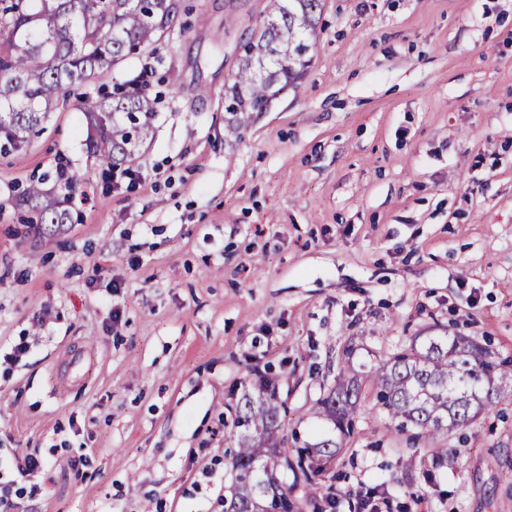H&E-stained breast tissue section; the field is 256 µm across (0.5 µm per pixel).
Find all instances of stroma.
Instances as JSON below:
<instances>
[{"label":"stroma","instance_id":"stroma-1","mask_svg":"<svg viewBox=\"0 0 512 512\" xmlns=\"http://www.w3.org/2000/svg\"><path fill=\"white\" fill-rule=\"evenodd\" d=\"M266 6L182 0L0 158V487L27 450L28 512H224L243 390L271 377L314 437L349 348L354 430L303 512L332 488L358 512L361 482L390 512H512V398L435 465L370 374L417 336L512 360V0H321L304 76L241 126L224 92ZM134 77L159 103L117 185L84 109ZM60 163L71 224H22L16 189Z\"/></svg>","mask_w":512,"mask_h":512}]
</instances>
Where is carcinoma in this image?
<instances>
[{"label": "carcinoma", "instance_id": "1", "mask_svg": "<svg viewBox=\"0 0 512 512\" xmlns=\"http://www.w3.org/2000/svg\"><path fill=\"white\" fill-rule=\"evenodd\" d=\"M319 0H269L263 23L243 46L227 111L261 112L275 87L301 78L316 27ZM179 0H0V155L19 150L64 95L65 86L106 78L126 57L157 44L171 28ZM158 99L133 79L86 110L90 153L114 165L128 161L151 134ZM56 176L61 193L37 180L19 193L30 224H68L77 183ZM344 353L334 386L316 414L334 433L312 442L285 432L276 386L261 378L236 404L235 492L228 512H300L279 469L314 483L343 448L355 423L359 383ZM375 405L393 428L415 431L441 463L439 439L466 430L494 400L512 396V364L491 359L468 336H428L372 368Z\"/></svg>", "mask_w": 512, "mask_h": 512}]
</instances>
